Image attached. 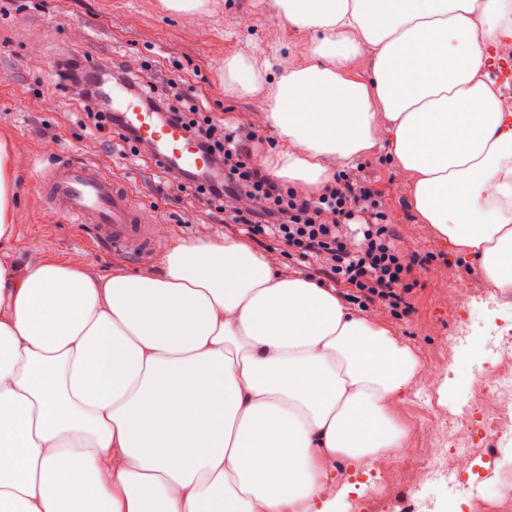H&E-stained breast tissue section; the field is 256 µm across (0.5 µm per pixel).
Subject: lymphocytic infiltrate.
Returning a JSON list of instances; mask_svg holds the SVG:
<instances>
[{
    "mask_svg": "<svg viewBox=\"0 0 512 512\" xmlns=\"http://www.w3.org/2000/svg\"><path fill=\"white\" fill-rule=\"evenodd\" d=\"M118 75L166 119L180 122L201 150L223 161V180L195 186L208 207L195 211L194 223H204L208 211L221 213L239 234L284 247L295 269L319 270L334 284L345 286L346 298L361 311L374 307L395 315L410 311L411 264L388 223L383 200L364 177L345 172L316 194L299 196L248 161L250 148L260 141L254 131L203 112L197 97L171 101L128 68H120ZM56 76L82 107L93 136L104 143L118 139L131 157H139L132 135L113 132L111 114L96 111L98 87L77 56L61 59Z\"/></svg>",
    "mask_w": 512,
    "mask_h": 512,
    "instance_id": "1",
    "label": "lymphocytic infiltrate"
}]
</instances>
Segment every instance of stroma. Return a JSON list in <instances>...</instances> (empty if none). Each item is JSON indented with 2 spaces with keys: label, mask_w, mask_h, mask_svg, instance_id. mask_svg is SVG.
<instances>
[{
  "label": "stroma",
  "mask_w": 512,
  "mask_h": 512,
  "mask_svg": "<svg viewBox=\"0 0 512 512\" xmlns=\"http://www.w3.org/2000/svg\"><path fill=\"white\" fill-rule=\"evenodd\" d=\"M209 9V16L198 23L165 11L159 0H0V136L25 145L15 162L20 216L14 256L20 263L48 256L80 262L103 275L143 273L157 270L161 254L177 242L236 237L234 226L220 216L207 224L187 223L188 211L201 208V200L178 191L169 172L156 166L149 148H142L139 160L133 161L121 147L94 139L70 92L59 87L54 75L56 60L66 54L107 69L122 57L137 67H151L160 91L177 84L182 91H194L207 111L251 127L252 114L266 106L265 96L258 92L231 99L215 94L224 59L239 52L269 59L296 36L278 19L270 0H210ZM59 152L97 164L127 183L150 221L169 228L158 255L145 261L111 255L97 244L91 227L64 223L46 208V189L37 184L33 168ZM354 164L385 200L389 222L407 256L415 260L412 308L387 322L396 336L420 350L427 366L447 367L448 337L457 316L446 284L454 280L483 288L487 282L478 266L430 242L428 230L416 222L408 194L395 190L406 178L392 167L385 150L359 157ZM446 411L438 397L422 402L409 393L400 416L408 430L397 459L400 475L388 490L392 512L405 496L421 505L407 483L432 451V418Z\"/></svg>",
  "instance_id": "35a3bbf8"
}]
</instances>
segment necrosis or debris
Listing matches in <instances>:
<instances>
[{"instance_id": "necrosis-or-debris-1", "label": "necrosis or debris", "mask_w": 512, "mask_h": 512, "mask_svg": "<svg viewBox=\"0 0 512 512\" xmlns=\"http://www.w3.org/2000/svg\"><path fill=\"white\" fill-rule=\"evenodd\" d=\"M448 345L457 352L458 390L431 425L434 452L416 484L451 487L436 512H512V329L465 327ZM490 440L500 445L492 457L481 453Z\"/></svg>"}]
</instances>
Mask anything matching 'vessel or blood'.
Masks as SVG:
<instances>
[{
  "label": "vessel or blood",
  "mask_w": 512,
  "mask_h": 512,
  "mask_svg": "<svg viewBox=\"0 0 512 512\" xmlns=\"http://www.w3.org/2000/svg\"><path fill=\"white\" fill-rule=\"evenodd\" d=\"M112 109L131 129L138 143L151 148L162 168L206 175V155L171 121H157L138 94L125 83L112 85ZM37 182L48 189L51 209L70 224L92 225L99 242L112 253L145 258L158 249L155 225L144 223L128 188L106 177L90 163L53 158L35 172Z\"/></svg>",
  "instance_id": "1"
}]
</instances>
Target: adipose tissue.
<instances>
[{
	"instance_id": "ef3b65f1",
	"label": "adipose tissue",
	"mask_w": 512,
	"mask_h": 512,
	"mask_svg": "<svg viewBox=\"0 0 512 512\" xmlns=\"http://www.w3.org/2000/svg\"><path fill=\"white\" fill-rule=\"evenodd\" d=\"M272 6L309 33L303 61L239 52L219 83L265 92L263 170L307 194L387 148L436 243L511 289L512 126L483 70L512 0ZM22 150L0 137V512H336V462L401 448L418 351L245 240L184 241L139 274L18 265Z\"/></svg>"
}]
</instances>
